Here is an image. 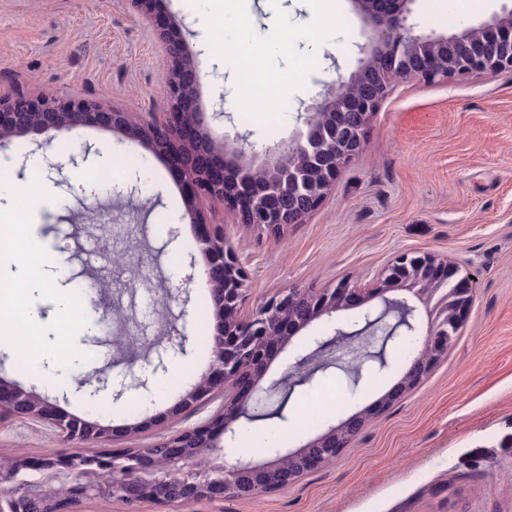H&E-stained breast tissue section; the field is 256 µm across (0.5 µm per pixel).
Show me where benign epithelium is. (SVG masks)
Instances as JSON below:
<instances>
[{"label": "benign epithelium", "instance_id": "benign-epithelium-1", "mask_svg": "<svg viewBox=\"0 0 512 512\" xmlns=\"http://www.w3.org/2000/svg\"><path fill=\"white\" fill-rule=\"evenodd\" d=\"M372 30L369 43L359 47V68L340 80L336 92L320 102L301 104L298 119L306 132L291 136L277 149L261 151L248 134L216 137L204 125L196 85L198 57L189 34L156 24L157 0H134L142 20L153 25L169 62L167 99L162 118L146 121L86 98H62L17 92L0 97V137L33 132L49 147L61 132L84 127H109L132 140L144 141L167 159L184 186L182 219L203 225L199 206L205 199L229 210L239 224L278 232L300 224L315 212L342 169L362 149L370 119L379 110L396 79L428 82L448 77H481L512 72V9L455 34H415L407 24L413 0H352ZM90 149L72 154L50 168L60 173L88 161ZM208 259L206 276L212 284L211 305L218 320L212 336L207 371L171 411L178 417L204 397L219 392V412L203 425L176 428L156 443L121 455L89 456L80 452L65 459L44 457L17 463L0 471L6 506L0 512H71L84 497L125 502L154 501L188 505L201 500L236 501L261 492L286 488L304 473L341 457L345 443L363 431L370 419L417 386L448 354L472 306L476 280L472 272L433 254H401L369 285L342 280L314 293L303 288L280 290L251 313L243 312L247 275L244 262L224 230L206 229L200 237ZM187 273L166 291V302L183 308L191 301L190 284L196 261L189 255ZM377 299L401 304L415 319L426 313L428 322L419 349L396 385L369 408L310 440L296 451L276 453L274 463L259 467L238 460L229 467L214 462L223 451L220 438H230L235 425L254 401L272 352L282 349L314 322L361 307ZM188 324L166 333L155 349L154 371L166 370L169 355L189 353ZM150 390L149 377L131 370L128 382L113 394ZM52 421L81 441L108 436L109 429L71 416L47 399L19 385L0 382V412ZM28 470L51 471L57 484L33 482Z\"/></svg>", "mask_w": 512, "mask_h": 512}]
</instances>
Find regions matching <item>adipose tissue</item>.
I'll return each mask as SVG.
<instances>
[{"mask_svg":"<svg viewBox=\"0 0 512 512\" xmlns=\"http://www.w3.org/2000/svg\"><path fill=\"white\" fill-rule=\"evenodd\" d=\"M248 28L237 33L235 52L246 57L243 76L247 83L263 85L268 94L281 92L284 74L271 71L267 62L250 58ZM43 190L41 175H33L22 190L0 186V213L7 220L0 225V349L27 360L32 370L54 369L66 381L76 377L80 355L72 343L60 342L39 317L30 301L34 294L55 290L69 329L83 324L76 313L78 299L62 280L67 269V253L60 250L45 259L42 242L31 224L34 202Z\"/></svg>","mask_w":512,"mask_h":512,"instance_id":"ef3b65f1","label":"adipose tissue"}]
</instances>
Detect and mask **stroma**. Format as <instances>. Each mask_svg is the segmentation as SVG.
I'll return each instance as SVG.
<instances>
[{
    "mask_svg": "<svg viewBox=\"0 0 512 512\" xmlns=\"http://www.w3.org/2000/svg\"><path fill=\"white\" fill-rule=\"evenodd\" d=\"M510 6L512 0H413L411 11L420 32L452 34ZM229 12L247 19L253 45L288 34L287 53L269 57L272 68L295 74L279 94L244 84L235 56L208 53L210 31L224 27ZM160 22L196 33L193 44L203 52L196 97L213 135L249 132L269 146L299 130L300 102H312L325 84L358 68L357 48L369 34L351 0H163ZM315 25L325 36L314 46L302 35ZM166 72L165 50L132 0H0V96L20 90L87 98L149 120L164 110ZM223 91L226 118L214 112ZM40 141L34 133L9 136L0 144V162L17 171L38 155L76 153L86 144L94 150L87 163L63 169L67 187L50 188L35 223L48 248L65 246L69 281L88 289L80 306L92 326L76 337L94 357L85 374L102 371L117 383L130 359L154 356L166 333L156 315L166 289L187 271L185 256L196 260L193 303L208 296L198 230L182 221L181 185L147 144L97 127L62 133L47 148ZM129 155L146 173L142 195L161 197L152 211L121 193L136 171L124 163ZM107 156L111 179L98 186L95 200H84L82 187L95 184ZM205 220L223 226L244 259L248 312L288 287L318 292L344 279L371 283L405 252L434 253L470 268L478 277L476 297L452 350L424 381L374 418L339 460L287 488L184 506L84 498L75 512H512V74L397 82L372 117L362 151L319 209L280 235L236 224L219 208L206 211ZM173 224L181 227L177 264L160 251ZM127 246L131 258L120 273L93 256ZM140 266L153 278L128 292L124 284ZM105 305L127 315L109 332L94 326ZM356 316L349 310L314 322L274 357L260 382L271 416L259 425L282 428L289 449L316 436L293 415L314 392L335 394L339 412L328 417L331 427L398 382L400 369L379 370L380 358L391 355L383 343L387 326L359 333ZM210 348V340L195 339L190 358H169L166 371L153 375L151 393L118 401L104 392L89 397L53 374L26 375L22 362L0 350L1 380L109 430L106 438L79 442L50 421L8 417L0 420V459L142 448L172 426L206 421L221 396L200 400L175 422L168 411L207 369ZM305 354L312 360L304 374L289 375V365Z\"/></svg>",
    "mask_w": 512,
    "mask_h": 512,
    "instance_id": "obj_1",
    "label": "stroma"
}]
</instances>
